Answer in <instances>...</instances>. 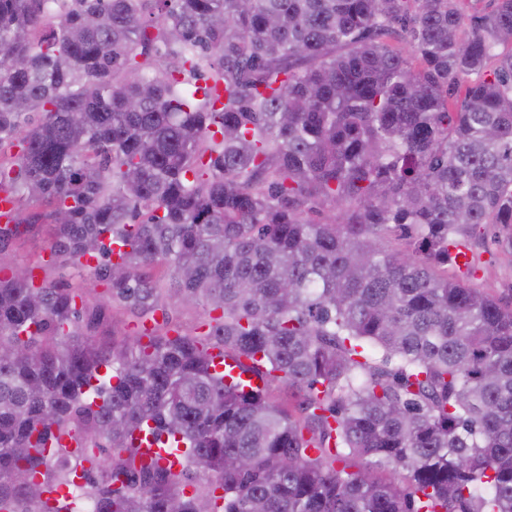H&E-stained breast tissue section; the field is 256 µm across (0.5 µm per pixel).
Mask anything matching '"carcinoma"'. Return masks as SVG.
I'll return each mask as SVG.
<instances>
[{"label": "carcinoma", "mask_w": 512, "mask_h": 512, "mask_svg": "<svg viewBox=\"0 0 512 512\" xmlns=\"http://www.w3.org/2000/svg\"><path fill=\"white\" fill-rule=\"evenodd\" d=\"M462 24L0 0V191L29 207L0 252L48 219L46 263L107 295L0 277V512H512V304L448 252L490 227L512 252V0ZM115 303L153 326L100 343Z\"/></svg>", "instance_id": "carcinoma-1"}]
</instances>
